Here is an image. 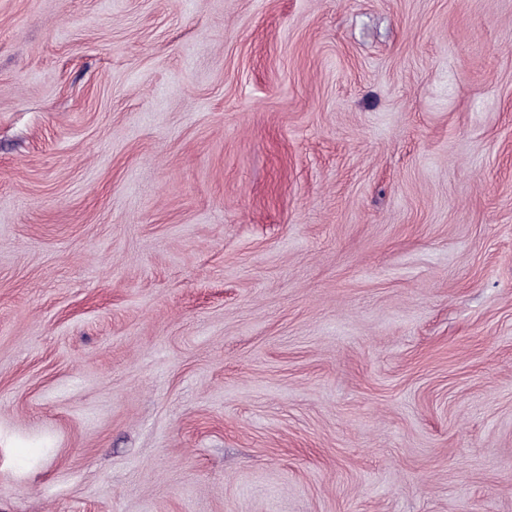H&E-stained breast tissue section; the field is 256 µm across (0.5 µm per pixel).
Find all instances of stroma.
Segmentation results:
<instances>
[{"instance_id":"stroma-1","label":"stroma","mask_w":512,"mask_h":512,"mask_svg":"<svg viewBox=\"0 0 512 512\" xmlns=\"http://www.w3.org/2000/svg\"><path fill=\"white\" fill-rule=\"evenodd\" d=\"M0 512H512V0H0Z\"/></svg>"}]
</instances>
